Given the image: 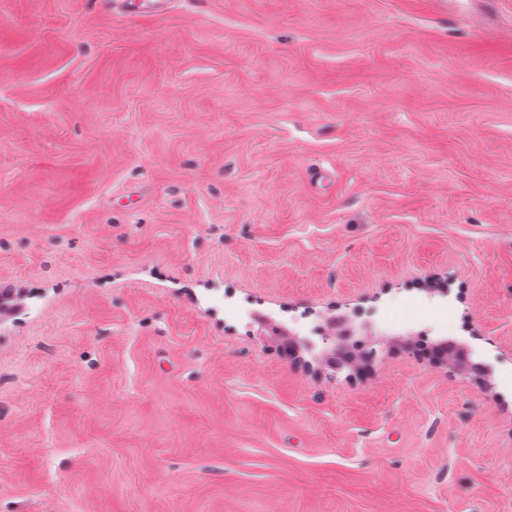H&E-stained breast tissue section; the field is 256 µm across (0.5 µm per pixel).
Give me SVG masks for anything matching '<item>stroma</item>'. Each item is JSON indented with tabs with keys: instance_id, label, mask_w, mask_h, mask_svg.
Returning a JSON list of instances; mask_svg holds the SVG:
<instances>
[{
	"instance_id": "stroma-1",
	"label": "stroma",
	"mask_w": 512,
	"mask_h": 512,
	"mask_svg": "<svg viewBox=\"0 0 512 512\" xmlns=\"http://www.w3.org/2000/svg\"><path fill=\"white\" fill-rule=\"evenodd\" d=\"M1 285L0 512H512V0H0ZM169 3V0H118L115 3V8L123 15L129 17L148 14L155 18H160L166 15ZM437 346L441 349V355L448 368L462 378L486 379L490 370L472 358L471 347L462 341L455 339H441Z\"/></svg>"
}]
</instances>
